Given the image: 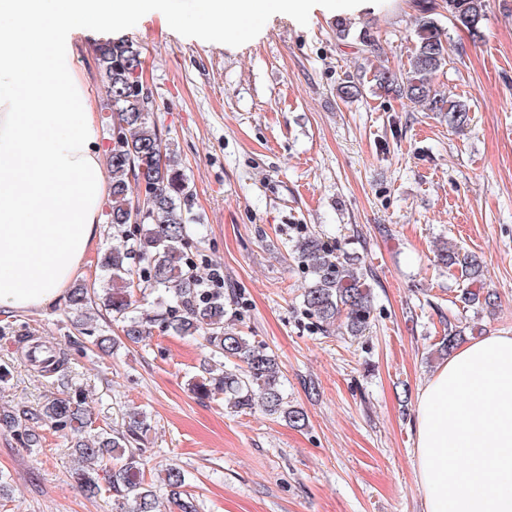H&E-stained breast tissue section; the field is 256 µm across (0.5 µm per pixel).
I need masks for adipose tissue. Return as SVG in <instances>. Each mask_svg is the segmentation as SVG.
<instances>
[{
    "label": "adipose tissue",
    "mask_w": 512,
    "mask_h": 512,
    "mask_svg": "<svg viewBox=\"0 0 512 512\" xmlns=\"http://www.w3.org/2000/svg\"><path fill=\"white\" fill-rule=\"evenodd\" d=\"M310 0H198L196 31L225 40ZM159 0H0V308L66 296L112 194L96 104L73 36L109 34ZM416 464L424 512H512V334L457 348L421 389Z\"/></svg>",
    "instance_id": "obj_1"
}]
</instances>
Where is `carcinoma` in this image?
Instances as JSON below:
<instances>
[{"mask_svg":"<svg viewBox=\"0 0 512 512\" xmlns=\"http://www.w3.org/2000/svg\"><path fill=\"white\" fill-rule=\"evenodd\" d=\"M448 19L472 37H481L486 0H444ZM141 51L127 40L105 41L96 47L97 67L106 94V121L112 130L107 166L112 195L105 211L107 223L121 235L118 245L98 259L102 271L95 294L112 321L121 325L125 339L138 344L157 327L176 336H199L208 351L203 374L195 383L198 392L224 396V405L234 412L260 409L292 427L306 423L305 412L291 404L282 390V370L274 355L224 323V289L204 288L192 274L193 261L186 252L192 236L193 217L187 208L190 187L180 169L175 150L162 145L151 118V108L137 92L141 79ZM450 57L448 38L424 6L416 18L415 45L408 65L399 70L379 69L373 74L376 88L393 93L430 112L448 116L458 129L469 121L465 100H450L435 87L434 80ZM152 182L147 215L137 220L139 175ZM294 257L312 275L305 288L302 307L315 326L325 330L343 320L345 332L359 336L367 328L372 296L366 284L367 271L348 255H337L318 236L300 237L292 244ZM437 262L447 269L459 268L462 276L478 282L482 264L475 256L461 253L455 245L437 249ZM154 294L152 312L140 310L138 294ZM69 307L84 318L83 334L103 351L116 340L99 333L92 319V298L82 285L71 289ZM41 372L50 375L68 361L69 353L56 345L46 347ZM41 420L51 429L71 437L74 448L71 477L89 496L107 490L117 512H159V498L145 479L147 449L143 433L150 430L147 413L135 410L122 430L103 431L89 440L83 436L91 416L80 393L55 397L40 410H22L0 416L27 448L40 445V437L28 426ZM162 483L169 488L170 512H199L196 497L185 490L186 474L177 464L164 470Z\"/></svg>","mask_w":512,"mask_h":512,"instance_id":"carcinoma-1","label":"carcinoma"}]
</instances>
